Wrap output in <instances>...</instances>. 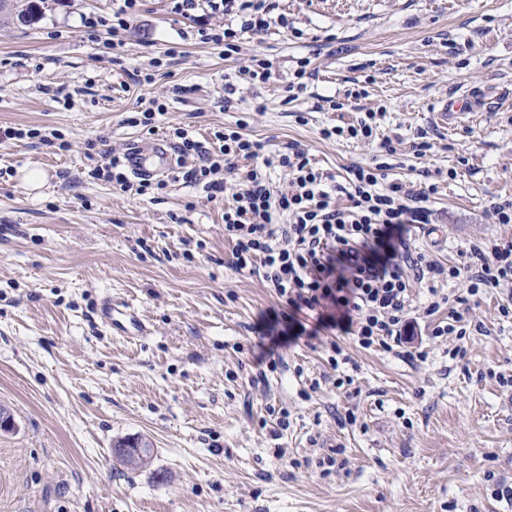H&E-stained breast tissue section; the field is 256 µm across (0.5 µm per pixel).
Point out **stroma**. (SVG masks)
I'll return each mask as SVG.
<instances>
[{"label":"stroma","mask_w":512,"mask_h":512,"mask_svg":"<svg viewBox=\"0 0 512 512\" xmlns=\"http://www.w3.org/2000/svg\"><path fill=\"white\" fill-rule=\"evenodd\" d=\"M10 2L0 128L54 129L70 147L0 142V408L16 422L0 430V512H512L497 496L512 486L504 293L471 305L461 339L430 337L447 310L411 308L425 360L345 338L353 360L335 369L325 341L291 340V325L273 320L272 288L235 269L223 219L235 175L213 201L182 180L137 196L91 175L106 152L172 141L178 127L205 142L243 118L274 188L288 185L276 158L292 145L341 176L374 150L320 129L380 106L379 134L397 149L390 178L436 187L411 251L445 265L472 244L512 241V224L488 208L512 196V0H279L287 25L244 34L234 59L201 43L171 0H140L129 29L97 41L83 21L111 19L112 0ZM33 4L38 19L22 22ZM254 56L269 61L267 82L244 76ZM301 57L312 75L293 100ZM148 73L152 83H137ZM358 81L366 98L324 105ZM154 97L167 105L154 131L131 126L138 100ZM464 100L469 111L442 119ZM420 136L433 148L419 159ZM31 168L40 189L22 181ZM108 295L128 301L148 335L106 329ZM270 326L283 363L258 388L249 377ZM457 346L465 357H451ZM341 375L353 384L337 387ZM273 407L290 413L279 438ZM136 437L153 453L133 469L113 449ZM330 453L326 472L318 461Z\"/></svg>","instance_id":"35a3bbf8"}]
</instances>
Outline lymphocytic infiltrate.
I'll return each mask as SVG.
<instances>
[{"label":"lymphocytic infiltrate","mask_w":512,"mask_h":512,"mask_svg":"<svg viewBox=\"0 0 512 512\" xmlns=\"http://www.w3.org/2000/svg\"><path fill=\"white\" fill-rule=\"evenodd\" d=\"M172 3L174 12L184 16L199 10L223 15L222 25L201 29L200 36L203 43L222 47L228 59L240 54L245 33L270 28L277 8V0ZM174 136L183 179L207 198L223 193L225 175L237 173L239 188L224 210L234 266L262 276L293 314H315L314 324L300 326L307 339L331 329L351 336L365 350L403 346L409 332L405 314L416 282L425 284L429 294L425 314L448 309L446 324L435 326L432 338L463 337L468 298L512 288V241L472 247L463 262L446 268L419 252L411 260L415 276L406 274L400 259L409 227L429 223L432 187L409 188L388 180L381 165L350 166L340 183L295 147L279 157L291 179L286 190L276 191L257 163L262 144L241 127L215 131L206 143L182 128ZM189 158L194 161L190 168L185 165ZM94 174L139 195L167 186L163 179L131 181L123 156L116 154L95 166ZM340 196L347 206L337 205ZM442 276L467 280L466 296L439 293L435 281Z\"/></svg>","instance_id":"1"}]
</instances>
